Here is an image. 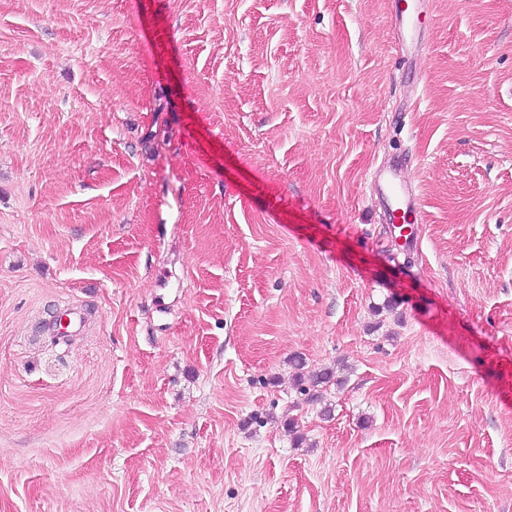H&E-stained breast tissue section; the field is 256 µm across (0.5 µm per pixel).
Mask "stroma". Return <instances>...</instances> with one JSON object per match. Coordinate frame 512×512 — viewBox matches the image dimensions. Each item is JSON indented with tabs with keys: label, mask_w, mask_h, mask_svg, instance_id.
Here are the masks:
<instances>
[{
	"label": "stroma",
	"mask_w": 512,
	"mask_h": 512,
	"mask_svg": "<svg viewBox=\"0 0 512 512\" xmlns=\"http://www.w3.org/2000/svg\"><path fill=\"white\" fill-rule=\"evenodd\" d=\"M424 3L0 0V512H512V0ZM414 0H392L390 14L391 27L395 34V43L399 51L406 57H413L417 51L416 28L412 21L413 5L408 2ZM383 200L384 212L391 223L406 220L412 214L416 221L421 218V203L403 165H384L374 172Z\"/></svg>",
	"instance_id": "stroma-1"
}]
</instances>
